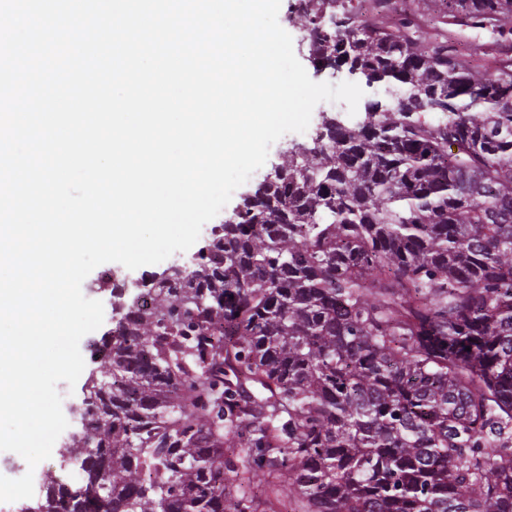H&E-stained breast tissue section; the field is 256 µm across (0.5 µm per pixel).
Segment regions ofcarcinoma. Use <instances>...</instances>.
<instances>
[{
    "label": "carcinoma",
    "mask_w": 512,
    "mask_h": 512,
    "mask_svg": "<svg viewBox=\"0 0 512 512\" xmlns=\"http://www.w3.org/2000/svg\"><path fill=\"white\" fill-rule=\"evenodd\" d=\"M299 0L311 51L398 86L242 199L100 341L32 512H512V63ZM512 35V0H442Z\"/></svg>",
    "instance_id": "carcinoma-1"
}]
</instances>
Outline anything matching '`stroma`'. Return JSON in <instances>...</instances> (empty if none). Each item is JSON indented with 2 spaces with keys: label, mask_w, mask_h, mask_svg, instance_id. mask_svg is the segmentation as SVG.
Listing matches in <instances>:
<instances>
[{
  "label": "stroma",
  "mask_w": 512,
  "mask_h": 512,
  "mask_svg": "<svg viewBox=\"0 0 512 512\" xmlns=\"http://www.w3.org/2000/svg\"><path fill=\"white\" fill-rule=\"evenodd\" d=\"M297 0H281V7L278 14V21L281 27L287 31L294 40L293 49L297 59L307 71L309 77L316 82L341 83L349 81L350 75L347 68L333 69L314 65L310 60L309 46L299 40L303 32V22L297 13L292 12V5ZM412 14L419 24L425 40L448 38L459 52L466 55L480 72H493L499 67L502 60H512V45L500 48L496 45L497 36L491 30L473 28L461 24L459 19L444 15L438 0H394L386 12L387 18H394L401 12ZM306 137L301 133H288L277 140L274 148H271L266 163L255 171L246 183L236 189L230 203L225 206L219 215L214 217V224H222L232 213L235 205L240 203L243 194L254 191L257 185L272 173L274 168L281 163L282 154L293 145L305 142ZM105 272L104 267H96L84 280V287L94 289V297L100 300L104 306L105 319L101 329L85 335L81 346L100 340L104 330L113 326L111 317L113 311L120 304L129 302L133 296V290H126L125 293H113L111 288L106 287L102 282ZM57 390L62 397V410L68 421L65 433H62L56 440L50 459L42 461L36 468H29L26 461L13 452H0V475L9 478L22 477L26 472L34 474V491L42 493L43 485L47 477H54L57 480L73 484L79 479V471L76 465H62V455L70 442V435L79 427V417L75 413L76 407L81 406L84 398L81 387H69L67 383H59Z\"/></svg>",
  "instance_id": "1"
}]
</instances>
